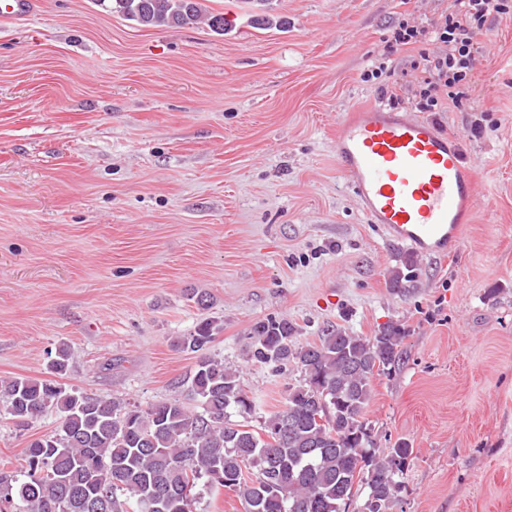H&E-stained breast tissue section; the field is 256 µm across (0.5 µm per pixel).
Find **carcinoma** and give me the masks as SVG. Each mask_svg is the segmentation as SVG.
I'll list each match as a JSON object with an SVG mask.
<instances>
[{"instance_id": "1", "label": "carcinoma", "mask_w": 512, "mask_h": 512, "mask_svg": "<svg viewBox=\"0 0 512 512\" xmlns=\"http://www.w3.org/2000/svg\"><path fill=\"white\" fill-rule=\"evenodd\" d=\"M145 27H185L205 20L225 34L233 24L203 0H97ZM213 322H199L179 341L188 352L206 350ZM405 330L387 323L371 336L342 328L314 342L297 343L286 318L256 322L251 358L279 370L300 369L284 406L259 429L246 419L255 403L239 371L224 361L197 359L186 398L145 408L68 390L69 369L60 348L54 378H13L0 385V403L15 419L32 423L48 411L58 427L31 439L20 466L0 470V506L22 512H193L205 493H231L243 512H348L360 488L359 512H389L397 480L414 448L399 439L379 450L366 415L373 379L388 376L403 357Z\"/></svg>"}]
</instances>
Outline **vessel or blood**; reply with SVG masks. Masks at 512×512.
<instances>
[{"label": "vessel or blood", "instance_id": "vessel-or-blood-1", "mask_svg": "<svg viewBox=\"0 0 512 512\" xmlns=\"http://www.w3.org/2000/svg\"><path fill=\"white\" fill-rule=\"evenodd\" d=\"M33 10V0H0V18ZM335 153L365 219L382 225L389 241L426 257L457 252L477 208L460 136L378 103L340 117Z\"/></svg>", "mask_w": 512, "mask_h": 512}]
</instances>
